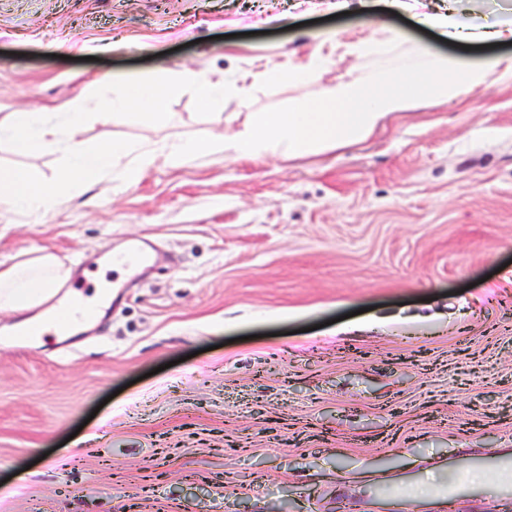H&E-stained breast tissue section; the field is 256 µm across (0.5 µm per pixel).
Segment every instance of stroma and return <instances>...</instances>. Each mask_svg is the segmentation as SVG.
Wrapping results in <instances>:
<instances>
[{"label": "stroma", "instance_id": "obj_1", "mask_svg": "<svg viewBox=\"0 0 512 512\" xmlns=\"http://www.w3.org/2000/svg\"><path fill=\"white\" fill-rule=\"evenodd\" d=\"M335 2L0 0V120L121 78L231 79L316 51L329 84L378 22L454 51L378 0ZM302 93L187 91L163 118L80 137L206 138ZM62 165L0 140V170ZM140 237L160 258L131 281L109 257ZM45 253L89 259L105 286L71 291L91 303L76 331L51 301L0 311V336L46 327L37 350L0 348V512H512L494 470L448 502L411 493L467 485L475 453L512 455V80L320 156L203 153L128 189L90 179L46 214L0 210V267Z\"/></svg>", "mask_w": 512, "mask_h": 512}]
</instances>
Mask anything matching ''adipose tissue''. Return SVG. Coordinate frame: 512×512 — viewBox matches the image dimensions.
Here are the masks:
<instances>
[{"mask_svg":"<svg viewBox=\"0 0 512 512\" xmlns=\"http://www.w3.org/2000/svg\"><path fill=\"white\" fill-rule=\"evenodd\" d=\"M393 6L416 14L419 24L437 29L459 53L434 54L414 47L418 66L395 71L366 69L363 58L383 56L400 47V36L377 26L366 43L352 46L358 62L335 83L318 79L330 64L327 57L310 55L304 62L285 69L258 73L261 81L279 79L309 87L310 92L291 99L277 112H249L232 131L206 140L180 139L157 147H134L123 141L90 144L78 137L93 118H111L140 108L151 117H161L168 101L184 91H193L209 104L225 99L245 100V85L213 80L191 70L167 71L146 81L127 85L116 95L94 96L68 104L58 116L45 112H13L0 122V136L21 154L64 152V167L45 179L26 170L0 172V205L14 212H48L66 192L82 188L88 178L111 176L121 167L122 182L132 186L156 162L176 167L202 153L238 158L291 160L316 156L364 141L388 117L408 112L426 101L457 102L469 93L484 90L512 76V56H467L474 43L512 41V0H497L494 9L475 19L474 0H439L434 7H419L417 0H391ZM67 270L52 255L0 268V310L19 311L40 304L45 290L65 282Z\"/></svg>","mask_w":512,"mask_h":512,"instance_id":"adipose-tissue-1","label":"adipose tissue"}]
</instances>
